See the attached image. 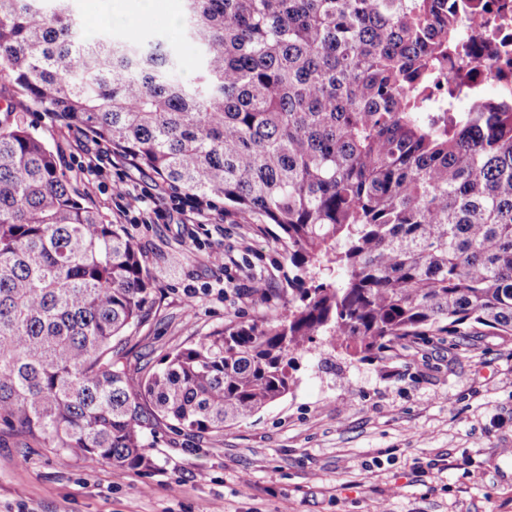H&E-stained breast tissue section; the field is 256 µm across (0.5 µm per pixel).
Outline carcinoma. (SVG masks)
I'll return each instance as SVG.
<instances>
[{
  "instance_id": "1",
  "label": "carcinoma",
  "mask_w": 512,
  "mask_h": 512,
  "mask_svg": "<svg viewBox=\"0 0 512 512\" xmlns=\"http://www.w3.org/2000/svg\"><path fill=\"white\" fill-rule=\"evenodd\" d=\"M71 0H0V78L184 196L277 228L273 318L231 320L134 379L151 279L21 121L0 126V422L65 459L148 468L158 421L222 431L326 339L512 336V88L459 111L451 0H183L193 80L160 41L86 39Z\"/></svg>"
}]
</instances>
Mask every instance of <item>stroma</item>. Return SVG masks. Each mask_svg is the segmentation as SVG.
<instances>
[{
  "label": "stroma",
  "instance_id": "35a3bbf8",
  "mask_svg": "<svg viewBox=\"0 0 512 512\" xmlns=\"http://www.w3.org/2000/svg\"><path fill=\"white\" fill-rule=\"evenodd\" d=\"M111 0H75L82 22L112 38L181 48L183 24L159 13L152 28L119 20ZM21 119L82 181L99 155L91 207L137 240L152 282L142 320L125 334L131 375L223 329L283 312L286 263L257 224L212 203L204 222L173 208L167 187L129 171L109 145L60 128L0 81V125ZM145 191L160 223L119 214V183ZM222 252L223 264L212 260ZM268 294L256 303L253 288ZM287 396L219 433H177L158 423L147 469L118 471L49 449L0 424V512H512V336L407 340L359 362L320 341L291 369Z\"/></svg>",
  "mask_w": 512,
  "mask_h": 512
}]
</instances>
